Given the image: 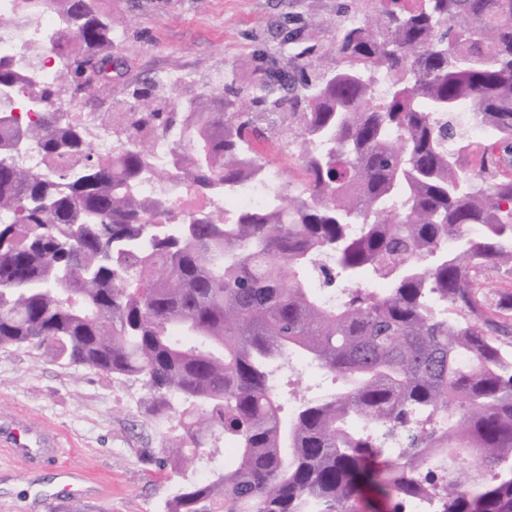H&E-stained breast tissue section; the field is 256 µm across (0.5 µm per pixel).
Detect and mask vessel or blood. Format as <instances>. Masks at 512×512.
Masks as SVG:
<instances>
[{"mask_svg": "<svg viewBox=\"0 0 512 512\" xmlns=\"http://www.w3.org/2000/svg\"><path fill=\"white\" fill-rule=\"evenodd\" d=\"M0 448L29 467L49 465L58 472V484L45 496L47 504L82 502L100 494L90 474L68 463L72 450L64 443L62 433L50 424H31L14 414L2 416Z\"/></svg>", "mask_w": 512, "mask_h": 512, "instance_id": "1", "label": "vessel or blood"}]
</instances>
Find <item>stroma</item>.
Here are the masks:
<instances>
[{"label": "stroma", "instance_id": "35a3bbf8", "mask_svg": "<svg viewBox=\"0 0 512 512\" xmlns=\"http://www.w3.org/2000/svg\"><path fill=\"white\" fill-rule=\"evenodd\" d=\"M121 36L112 45L117 62L111 79L96 83L79 98L64 96L68 112L94 109L125 112L138 84L181 71L192 81L174 88L189 98L219 87L220 75L248 89L257 65L256 50L280 65L308 51L314 64L336 60V23L340 16L363 19L374 13L375 0H100ZM294 29L299 39L283 49L281 32ZM301 122L290 116L271 135L269 165L279 167L281 182L302 179L294 136ZM130 382L67 365L43 348L0 350V413L19 412L33 423H49L69 440L72 465L102 481V495L92 512H165L182 477L202 478L223 466L224 451L212 449L186 475L160 469L167 440L179 432L167 417L151 414ZM58 482L54 469H27L0 450V512H47L34 489Z\"/></svg>", "mask_w": 512, "mask_h": 512}]
</instances>
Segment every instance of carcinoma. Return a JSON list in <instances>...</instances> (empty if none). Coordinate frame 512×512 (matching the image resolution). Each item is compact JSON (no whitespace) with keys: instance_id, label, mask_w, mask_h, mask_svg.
Returning a JSON list of instances; mask_svg holds the SVG:
<instances>
[{"instance_id":"1","label":"carcinoma","mask_w":512,"mask_h":512,"mask_svg":"<svg viewBox=\"0 0 512 512\" xmlns=\"http://www.w3.org/2000/svg\"><path fill=\"white\" fill-rule=\"evenodd\" d=\"M338 23L336 65L304 54L256 68L235 91L187 100L152 80L112 155L54 109L61 74L112 60L119 36L97 0H15L58 25L0 58V89L39 109L0 121V349L46 347L70 365L140 385L178 416L165 445L183 469L224 440L236 459L185 477L167 512H512V322L480 276L512 268V0H377ZM304 105L303 180L258 208L174 213L166 193L238 194L263 173L284 102ZM493 136L487 178L462 168L460 112ZM169 141L160 192L144 196L152 141ZM48 161L32 172L18 141ZM322 286L340 288L325 304ZM383 280L386 288L368 287ZM296 355L340 380L282 414L278 368ZM465 475L426 474L433 453Z\"/></svg>"}]
</instances>
